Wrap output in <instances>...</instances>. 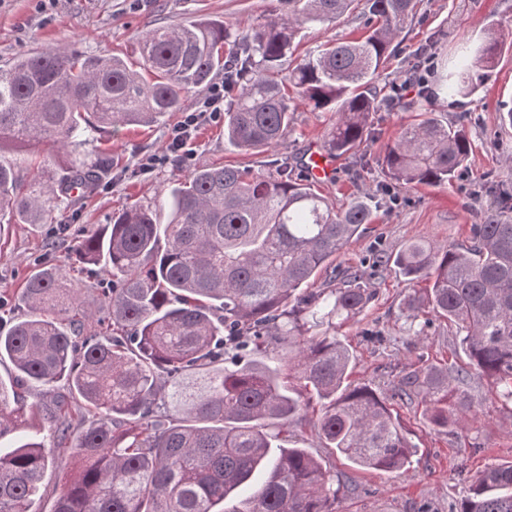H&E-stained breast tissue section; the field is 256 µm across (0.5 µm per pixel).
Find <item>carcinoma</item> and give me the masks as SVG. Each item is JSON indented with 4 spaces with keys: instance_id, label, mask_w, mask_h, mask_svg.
Listing matches in <instances>:
<instances>
[{
    "instance_id": "1",
    "label": "carcinoma",
    "mask_w": 512,
    "mask_h": 512,
    "mask_svg": "<svg viewBox=\"0 0 512 512\" xmlns=\"http://www.w3.org/2000/svg\"><path fill=\"white\" fill-rule=\"evenodd\" d=\"M288 11L247 30L218 21L157 26L137 40L139 68L116 56L47 50L0 68V223L48 224L54 201L95 185L106 160L50 166L95 132L164 122L187 94L235 65L224 92V140L260 153L288 135L304 105L333 112L330 155L373 136V114L398 104L379 87L380 69L413 16L414 0H366L358 42L309 51L277 79L299 31L333 23L353 0H282ZM504 48L500 29L462 55L442 79L450 97H471ZM47 146V167L26 181L25 154ZM462 130L425 116L402 129L384 154L393 185L449 182L467 166ZM171 220L157 203H135L112 223L79 236L63 261L41 265L19 295L26 313L0 326V512H29L55 460L28 430L39 416L73 460L53 512H336L346 475L298 446L308 414L321 447L354 466L397 473L415 453L392 403L420 399L432 428L472 410V372L512 402V222L496 214L472 225L471 245L410 241L394 263L427 283L409 318L428 310L455 325L466 366L425 364L397 376L390 393L347 382L355 357L337 327L373 291L363 276L313 287L372 220L363 200L336 207L281 159L268 172L233 165L195 169L167 188ZM102 268L109 309L94 313L66 286L69 272ZM65 381L39 406L22 392ZM450 512H512V464L488 467Z\"/></svg>"
}]
</instances>
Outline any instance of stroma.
<instances>
[{
    "mask_svg": "<svg viewBox=\"0 0 512 512\" xmlns=\"http://www.w3.org/2000/svg\"><path fill=\"white\" fill-rule=\"evenodd\" d=\"M364 6L365 0H354L336 23L302 29L298 54L361 37ZM279 9L278 0H57L47 8L39 0H0V66L49 48L86 57L116 54L134 64L136 39L150 28L191 20H221L246 28L274 18ZM492 23L499 25L505 46L479 93L467 98L442 95L431 101L435 118L462 129L469 141L467 169L459 179L384 190L385 148L414 119L413 113L397 106L374 115V137L362 145L359 157L338 156L334 176L315 185L330 202L367 199L373 210L363 236L335 258L336 268L366 272V284L374 291L362 313L339 330L355 356L351 381L372 380L387 389L395 375L423 363L468 362L461 338L448 322L436 317L409 322L408 303L420 282L404 277L391 264L370 272L369 261L378 252L397 253L417 237L440 246L469 245L471 226L498 207L494 186L512 187V124L501 121L498 112L501 104L512 105V0H418L415 19L400 35L401 50L387 60L379 78L382 86H399L404 98L415 97L416 89L408 85L414 52L427 43L431 66L424 77L428 88H435L464 47L483 39ZM200 96L197 90L189 93L183 112L169 114L162 124L97 133L71 148L70 162L91 164L108 157L111 171L92 190L59 200L52 223L0 226V319L20 316L15 298L40 263L63 260L58 239L74 245L81 231L110 223L118 209L154 200L174 178L185 175L186 169L174 162L148 171L142 165L164 146ZM334 121V113L299 107L280 147L244 154L225 143L223 121L203 119L191 140V166L230 164L264 171L278 157L297 167L309 151L323 150ZM371 331L383 336V343L370 341ZM466 390L478 400L475 410L461 414L459 426L445 431L428 425L420 402L395 405L393 412L416 447L410 464L398 474L361 470L343 457L329 456L314 431L306 430L304 447L328 458L333 472L352 480V488L338 496L337 512H448L449 504L467 496L471 482L486 466L511 462L512 403L492 398L486 379L476 373Z\"/></svg>",
    "mask_w": 512,
    "mask_h": 512,
    "instance_id": "stroma-1",
    "label": "stroma"
}]
</instances>
